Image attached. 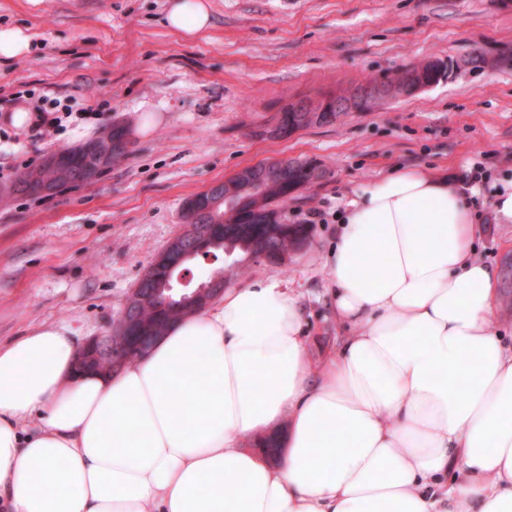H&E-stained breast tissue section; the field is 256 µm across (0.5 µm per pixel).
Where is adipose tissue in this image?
<instances>
[{"label":"adipose tissue","instance_id":"ef3b65f1","mask_svg":"<svg viewBox=\"0 0 512 512\" xmlns=\"http://www.w3.org/2000/svg\"><path fill=\"white\" fill-rule=\"evenodd\" d=\"M164 24L206 37L209 7L170 0ZM474 193L411 168L356 192L326 260L345 333L316 360L275 278L112 373L76 371L63 323L0 343V512H512V345Z\"/></svg>","mask_w":512,"mask_h":512}]
</instances>
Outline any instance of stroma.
<instances>
[{
	"label": "stroma",
	"instance_id": "obj_1",
	"mask_svg": "<svg viewBox=\"0 0 512 512\" xmlns=\"http://www.w3.org/2000/svg\"><path fill=\"white\" fill-rule=\"evenodd\" d=\"M169 0H0V28L28 29L26 57L0 62V117L50 99L83 121L31 139L0 120V342L41 324L106 331L144 269L184 223V204L259 163L310 160L322 177L280 212L311 225L288 268L245 259L239 287L274 277L300 294L308 350L336 342L324 263L338 214L359 187L396 167L465 175L481 165L473 208L476 256L498 272V321L512 337V222L493 208L512 181V69L465 72L374 112H351L286 139L259 127L300 99L334 95L431 58L512 47L500 0H209L212 32L189 41L163 24ZM129 154L94 183L31 199L10 193L49 153L132 129Z\"/></svg>",
	"mask_w": 512,
	"mask_h": 512
}]
</instances>
